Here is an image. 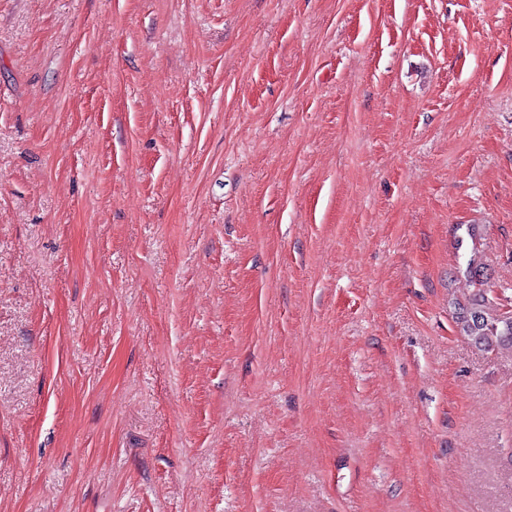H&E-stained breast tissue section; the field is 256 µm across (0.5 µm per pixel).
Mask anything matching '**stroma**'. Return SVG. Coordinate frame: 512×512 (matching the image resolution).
I'll return each mask as SVG.
<instances>
[{
    "label": "stroma",
    "mask_w": 512,
    "mask_h": 512,
    "mask_svg": "<svg viewBox=\"0 0 512 512\" xmlns=\"http://www.w3.org/2000/svg\"><path fill=\"white\" fill-rule=\"evenodd\" d=\"M512 0H0V512H512ZM467 234L474 241L472 255L466 263L465 276L474 288L464 303H457L454 319L460 336L480 351L512 353V311L497 307L481 280L485 276V264L481 262L477 241L480 238L478 224L467 225Z\"/></svg>",
    "instance_id": "1"
}]
</instances>
